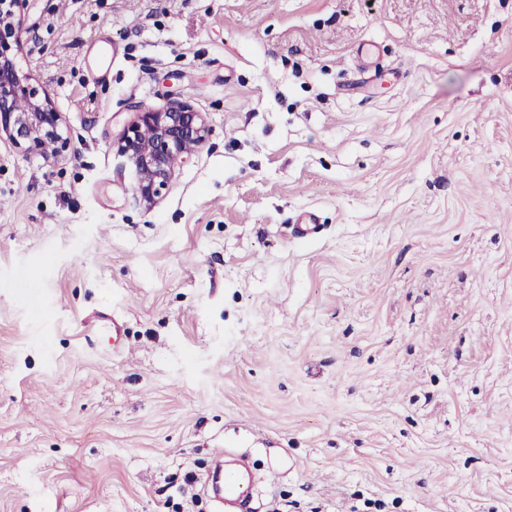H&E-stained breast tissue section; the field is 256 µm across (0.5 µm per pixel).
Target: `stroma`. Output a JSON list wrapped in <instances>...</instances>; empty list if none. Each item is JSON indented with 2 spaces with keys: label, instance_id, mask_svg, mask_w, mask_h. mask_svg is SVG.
<instances>
[{
  "label": "stroma",
  "instance_id": "obj_1",
  "mask_svg": "<svg viewBox=\"0 0 512 512\" xmlns=\"http://www.w3.org/2000/svg\"><path fill=\"white\" fill-rule=\"evenodd\" d=\"M17 19L68 144L0 136V512H217L225 447L262 512H512V0ZM176 101L148 207L117 144ZM202 141L201 112L187 103H174L163 112H137L117 147L122 165L132 171L133 195L154 204L175 175L173 160L184 163Z\"/></svg>",
  "mask_w": 512,
  "mask_h": 512
}]
</instances>
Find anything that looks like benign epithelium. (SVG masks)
<instances>
[{"label":"benign epithelium","mask_w":512,"mask_h":512,"mask_svg":"<svg viewBox=\"0 0 512 512\" xmlns=\"http://www.w3.org/2000/svg\"><path fill=\"white\" fill-rule=\"evenodd\" d=\"M26 0H0V133L24 151L44 150L50 144H66L60 132L61 113L49 96H39L30 85V75L18 70L11 55L23 31L14 23ZM26 102L18 110L17 102ZM203 141L201 113L184 102L163 112L143 108L127 127L117 147L122 165L133 174V195L152 205L171 183L176 166L186 161Z\"/></svg>","instance_id":"7a95c632"}]
</instances>
